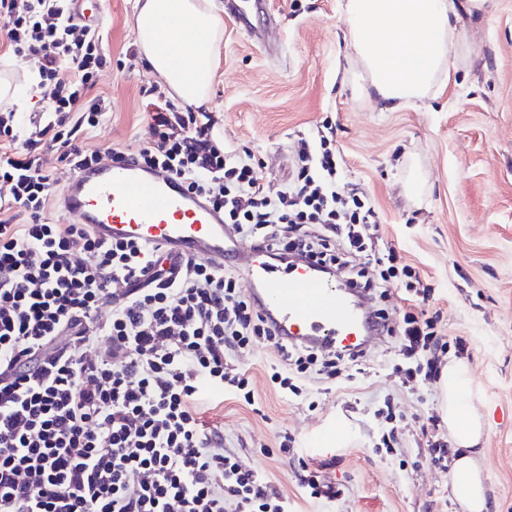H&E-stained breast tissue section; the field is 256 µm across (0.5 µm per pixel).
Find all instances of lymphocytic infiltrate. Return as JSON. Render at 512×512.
I'll return each mask as SVG.
<instances>
[{"label": "lymphocytic infiltrate", "mask_w": 512, "mask_h": 512, "mask_svg": "<svg viewBox=\"0 0 512 512\" xmlns=\"http://www.w3.org/2000/svg\"><path fill=\"white\" fill-rule=\"evenodd\" d=\"M70 4L0 0L8 54L40 62L32 91L41 104L28 120L0 105V512H293L265 474L224 450V429L205 421L203 405L226 393L253 403L231 357L261 341L281 354L274 388L296 396L367 373L371 354L279 338L235 272L203 260L139 284L156 247L47 220L48 153L76 172L96 165L87 139L110 112L94 91L107 63L103 32L78 27ZM64 69L70 82L57 79ZM149 94L151 142L113 158L180 178L268 256L312 261L377 301L403 287L401 323L380 307L368 313L377 335L396 339L403 383L437 379L444 355L464 353L465 340L443 336L425 311L430 290L416 268L379 247L368 195L340 190L333 129L299 141L291 175L272 195L254 176L253 154L216 134L212 113L178 107L156 87ZM21 212L28 223H17ZM359 254L378 277L356 263Z\"/></svg>", "instance_id": "1"}]
</instances>
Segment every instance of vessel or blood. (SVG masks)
I'll list each match as a JSON object with an SVG mask.
<instances>
[{"instance_id":"b4317fda","label":"vessel or blood","mask_w":512,"mask_h":512,"mask_svg":"<svg viewBox=\"0 0 512 512\" xmlns=\"http://www.w3.org/2000/svg\"><path fill=\"white\" fill-rule=\"evenodd\" d=\"M77 23H103L98 0H73ZM224 15L247 36L259 33L266 0H224ZM63 211L90 225L102 240L131 238L160 249L166 268L200 259L215 266L233 262L242 272L248 294L277 336L318 347L369 344L364 307L353 305L350 292L337 289L319 266H279L265 253L238 243L222 212L188 192L180 180L124 160L94 166L72 177L61 194Z\"/></svg>"}]
</instances>
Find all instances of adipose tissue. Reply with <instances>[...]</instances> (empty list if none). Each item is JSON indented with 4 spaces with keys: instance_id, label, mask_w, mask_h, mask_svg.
Wrapping results in <instances>:
<instances>
[{
    "instance_id": "obj_1",
    "label": "adipose tissue",
    "mask_w": 512,
    "mask_h": 512,
    "mask_svg": "<svg viewBox=\"0 0 512 512\" xmlns=\"http://www.w3.org/2000/svg\"><path fill=\"white\" fill-rule=\"evenodd\" d=\"M457 0H346V41L370 75L367 96L395 112L424 95L457 48ZM137 45L174 99L207 104L213 51L222 32L212 0H144L136 16ZM441 416L457 447L451 493L466 512H485L486 484L478 446L484 422L463 402L467 363L449 361L438 383Z\"/></svg>"
}]
</instances>
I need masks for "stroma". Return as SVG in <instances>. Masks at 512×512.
Segmentation results:
<instances>
[{"instance_id":"35a3bbf8","label":"stroma","mask_w":512,"mask_h":512,"mask_svg":"<svg viewBox=\"0 0 512 512\" xmlns=\"http://www.w3.org/2000/svg\"><path fill=\"white\" fill-rule=\"evenodd\" d=\"M342 0H269L274 11L262 44L230 20L215 52L210 110L225 142L249 150L269 192L287 182L300 135L333 126L344 158L343 181L364 189L379 214V233L431 290L428 312L446 336L463 337L472 384L466 403L484 418L481 442L489 474L487 512H512V0H487L484 15L462 16L451 74L440 75L422 101L400 112L367 97L369 76L344 41ZM104 47L112 62L96 89L110 100L107 122L88 143L109 164L115 148L151 137L146 88L162 85L137 53V0H101ZM396 344L372 350V377L323 396L278 393L270 345L238 353L256 404L225 396L207 411L224 444L265 473L298 512H462L448 472L431 463L423 427L439 413L437 381L401 385ZM396 407L388 427L377 410ZM394 430L400 457L376 454ZM331 430L328 455L311 440ZM294 437L310 467L339 484L335 503L308 504L296 470L277 450Z\"/></svg>"}]
</instances>
